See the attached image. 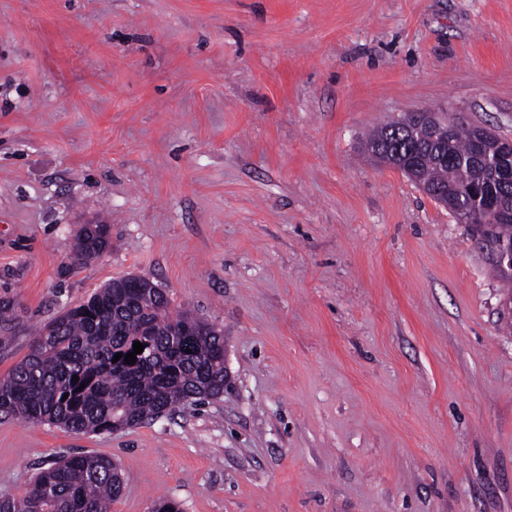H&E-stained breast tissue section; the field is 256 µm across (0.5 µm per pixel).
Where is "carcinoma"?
<instances>
[{"label":"carcinoma","instance_id":"obj_1","mask_svg":"<svg viewBox=\"0 0 512 512\" xmlns=\"http://www.w3.org/2000/svg\"><path fill=\"white\" fill-rule=\"evenodd\" d=\"M474 134V127L458 124L443 151L428 139L406 138L391 120L367 143L404 156L424 155L417 179L455 193L456 205L472 208L466 189L495 184L494 172L471 155ZM488 238L512 243V223L492 224ZM109 247V225L85 224L77 236V260L98 258ZM13 321V307L0 303L3 352L13 342ZM136 341L144 350L135 364L113 361L115 354L133 351ZM223 395L222 331L187 313L171 314L159 288L109 285L39 329L31 351L0 378V416L48 422L74 433L114 432L179 405ZM120 493L121 477L112 459L75 455L37 473L23 497L0 495V512H109Z\"/></svg>","mask_w":512,"mask_h":512}]
</instances>
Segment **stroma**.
<instances>
[{
  "instance_id": "obj_1",
  "label": "stroma",
  "mask_w": 512,
  "mask_h": 512,
  "mask_svg": "<svg viewBox=\"0 0 512 512\" xmlns=\"http://www.w3.org/2000/svg\"><path fill=\"white\" fill-rule=\"evenodd\" d=\"M422 108L512 140V0H0V377L127 276L224 332L220 398L0 418V495L95 454L111 512H512L506 290L363 150ZM91 221L112 249L80 265Z\"/></svg>"
}]
</instances>
